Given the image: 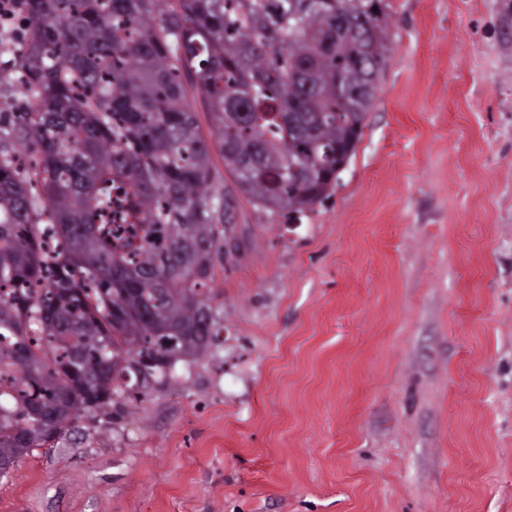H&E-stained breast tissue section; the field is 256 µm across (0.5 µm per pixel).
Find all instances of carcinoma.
<instances>
[{"label": "carcinoma", "instance_id": "carcinoma-1", "mask_svg": "<svg viewBox=\"0 0 512 512\" xmlns=\"http://www.w3.org/2000/svg\"><path fill=\"white\" fill-rule=\"evenodd\" d=\"M16 2L28 29L13 83L30 107L0 112L1 477L81 414L134 386L145 397L208 352L232 220L211 146L258 205L314 211L336 188L317 171L325 150L361 139L390 27L385 0ZM339 13L368 38L336 27ZM340 70L357 90L345 101ZM181 81L187 99L189 100L193 110L197 112V117L200 125V129L204 134L205 138L209 141L211 139L210 136V127L208 122V116L206 113L205 105L202 101V97L197 90V86L193 81V78L184 71L181 72V76L179 78Z\"/></svg>", "mask_w": 512, "mask_h": 512}]
</instances>
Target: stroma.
Here are the masks:
<instances>
[{
  "label": "stroma",
  "mask_w": 512,
  "mask_h": 512,
  "mask_svg": "<svg viewBox=\"0 0 512 512\" xmlns=\"http://www.w3.org/2000/svg\"><path fill=\"white\" fill-rule=\"evenodd\" d=\"M378 99L295 224L237 190L220 334L0 478V512H512V0H386Z\"/></svg>",
  "instance_id": "obj_1"
}]
</instances>
